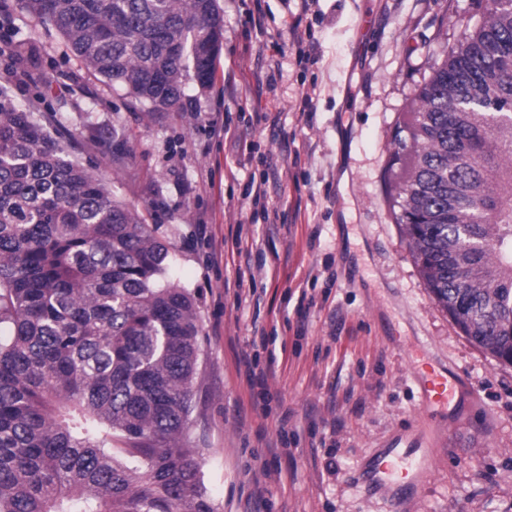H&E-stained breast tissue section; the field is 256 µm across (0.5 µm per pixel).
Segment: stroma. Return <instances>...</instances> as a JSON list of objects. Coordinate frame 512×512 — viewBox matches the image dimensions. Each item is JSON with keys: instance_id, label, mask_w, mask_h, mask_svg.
Instances as JSON below:
<instances>
[{"instance_id": "1", "label": "stroma", "mask_w": 512, "mask_h": 512, "mask_svg": "<svg viewBox=\"0 0 512 512\" xmlns=\"http://www.w3.org/2000/svg\"><path fill=\"white\" fill-rule=\"evenodd\" d=\"M218 9L211 88L188 85L191 111L150 115L66 58L20 0H0V32L36 50L28 62L0 56V89L159 225L166 284L196 297L187 440L207 496L217 512H391L361 474L401 436L430 454L413 512H512V365L452 323L391 217L393 131L486 0ZM271 165L267 198L252 204L250 184ZM247 359L266 370L265 389L247 384ZM425 362L464 373L479 402L424 417L414 368Z\"/></svg>"}]
</instances>
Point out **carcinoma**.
Instances as JSON below:
<instances>
[{
	"label": "carcinoma",
	"instance_id": "carcinoma-1",
	"mask_svg": "<svg viewBox=\"0 0 512 512\" xmlns=\"http://www.w3.org/2000/svg\"><path fill=\"white\" fill-rule=\"evenodd\" d=\"M143 112L210 87L216 0H21ZM417 90L392 211L427 288L512 365V0ZM407 136H401V133ZM170 244L0 92V512H216L184 437L197 303Z\"/></svg>",
	"mask_w": 512,
	"mask_h": 512
}]
</instances>
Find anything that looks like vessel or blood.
<instances>
[{
  "label": "vessel or blood",
  "instance_id": "vessel-or-blood-1",
  "mask_svg": "<svg viewBox=\"0 0 512 512\" xmlns=\"http://www.w3.org/2000/svg\"><path fill=\"white\" fill-rule=\"evenodd\" d=\"M421 408L434 414L449 405L456 391L465 389L471 402H478L479 389L458 372L444 366H429L418 373ZM429 465L426 452L399 441L384 448L371 462L363 479L369 490L388 496L393 512H406L411 493L424 481Z\"/></svg>",
  "mask_w": 512,
  "mask_h": 512
}]
</instances>
